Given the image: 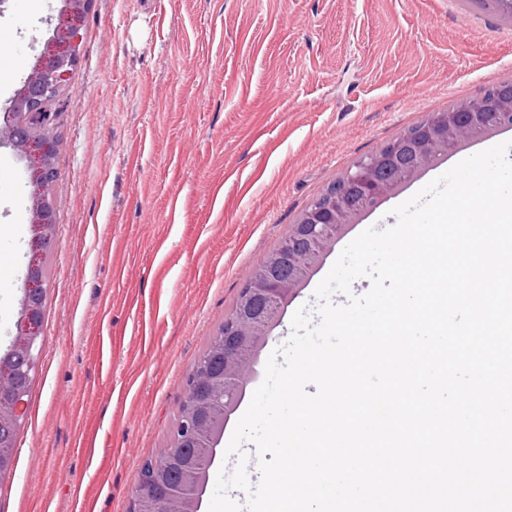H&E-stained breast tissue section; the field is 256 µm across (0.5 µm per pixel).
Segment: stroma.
Wrapping results in <instances>:
<instances>
[{
	"mask_svg": "<svg viewBox=\"0 0 512 512\" xmlns=\"http://www.w3.org/2000/svg\"><path fill=\"white\" fill-rule=\"evenodd\" d=\"M61 0H0V114ZM55 109L43 353L0 512H128L184 381L248 272L358 157L512 77L495 0H91ZM500 135L464 143L350 226L342 250ZM25 163L0 145V351L31 238Z\"/></svg>",
	"mask_w": 512,
	"mask_h": 512,
	"instance_id": "35a3bbf8",
	"label": "stroma"
}]
</instances>
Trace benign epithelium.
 Masks as SVG:
<instances>
[{
	"label": "benign epithelium",
	"instance_id": "1",
	"mask_svg": "<svg viewBox=\"0 0 512 512\" xmlns=\"http://www.w3.org/2000/svg\"><path fill=\"white\" fill-rule=\"evenodd\" d=\"M91 0H65L58 24L32 67L30 74L11 100L10 124L6 140L28 162L31 192V258L24 283L25 312L13 344V352L27 357V375L35 372L41 350L43 310L41 299L46 281L41 274V256L51 243L55 219L49 195L55 171L58 140L51 131L54 118L52 105L63 92L80 54V30L83 16ZM482 95L465 101V122H457L450 112L432 114L425 134L402 135L369 156L356 169L343 174L341 184L323 192L294 226L295 241L307 248L288 247V254H274L254 267L247 277L245 300L224 321V336L216 342V351L224 359V374L215 378L206 365H194L186 381V393L206 406L208 416L199 419L186 415L180 440L216 459L215 447L231 416L243 400L248 380L254 372L268 337L308 273L330 250L335 238L357 222L361 208L350 203L348 190L354 182L361 184L367 209L378 206L396 187L416 174L439 163V157L461 140L487 136L493 127L483 119ZM495 115L500 125L512 124V97L494 99ZM13 357L0 358V426L9 423L16 430L25 423L27 400L13 392ZM163 462L149 458L142 462L134 489L130 512H201L207 491V473L186 464L184 481L198 486L197 494L183 495L173 509L166 501L147 507L154 484L162 477Z\"/></svg>",
	"mask_w": 512,
	"mask_h": 512
}]
</instances>
